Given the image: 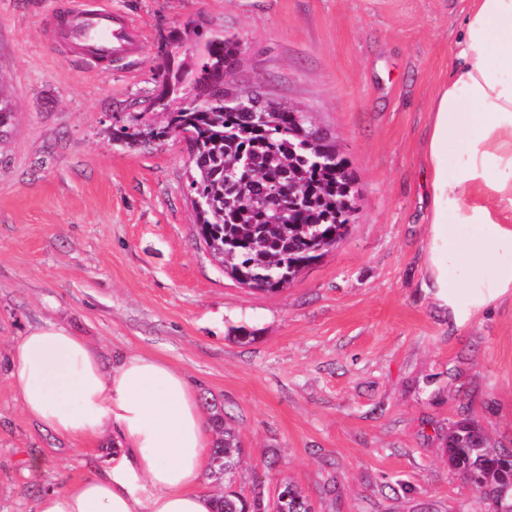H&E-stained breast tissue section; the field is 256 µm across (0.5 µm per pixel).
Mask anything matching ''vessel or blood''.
Listing matches in <instances>:
<instances>
[{
  "mask_svg": "<svg viewBox=\"0 0 512 512\" xmlns=\"http://www.w3.org/2000/svg\"><path fill=\"white\" fill-rule=\"evenodd\" d=\"M49 36L71 60L98 68L134 59L140 47L137 24L113 11L109 0H78L63 8Z\"/></svg>",
  "mask_w": 512,
  "mask_h": 512,
  "instance_id": "b4317fda",
  "label": "vessel or blood"
}]
</instances>
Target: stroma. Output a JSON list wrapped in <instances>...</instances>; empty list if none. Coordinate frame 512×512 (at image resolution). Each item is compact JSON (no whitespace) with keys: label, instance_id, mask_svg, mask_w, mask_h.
<instances>
[{"label":"stroma","instance_id":"obj_1","mask_svg":"<svg viewBox=\"0 0 512 512\" xmlns=\"http://www.w3.org/2000/svg\"><path fill=\"white\" fill-rule=\"evenodd\" d=\"M52 2L0 0V512H37L112 454L111 432L74 445L11 389L16 341L46 321L107 362L159 357L222 404L244 494L289 482L316 512H493L446 448L463 420L512 448V295L459 323L423 274V133L469 0H111L143 41L102 72L47 41ZM188 20L239 41L226 84L312 112L349 162L353 223L282 290L240 286L196 240L185 141L114 137L142 129Z\"/></svg>","mask_w":512,"mask_h":512}]
</instances>
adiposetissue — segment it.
I'll list each match as a JSON object with an SVG mask.
<instances>
[{"mask_svg":"<svg viewBox=\"0 0 512 512\" xmlns=\"http://www.w3.org/2000/svg\"><path fill=\"white\" fill-rule=\"evenodd\" d=\"M429 112L424 274L461 320L512 294V0H470ZM10 384L56 435L82 445L108 430L116 441L96 474L44 492L37 512H214L198 487L209 424L180 371L139 353L105 366L82 337L45 322L17 342Z\"/></svg>","mask_w":512,"mask_h":512,"instance_id":"1","label":"adipose tissue"}]
</instances>
